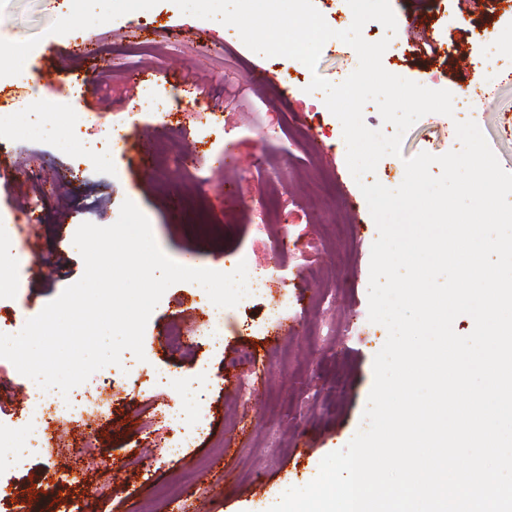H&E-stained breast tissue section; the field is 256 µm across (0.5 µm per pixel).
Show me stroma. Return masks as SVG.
Listing matches in <instances>:
<instances>
[{
  "label": "stroma",
  "instance_id": "obj_1",
  "mask_svg": "<svg viewBox=\"0 0 512 512\" xmlns=\"http://www.w3.org/2000/svg\"><path fill=\"white\" fill-rule=\"evenodd\" d=\"M396 18L426 25L441 56L415 52L404 30L391 36L402 58L383 55L384 68L433 90L452 93L453 116L431 113L403 136L400 156L383 158L373 175L389 188L404 177V159L460 150L455 123L480 127L502 168L512 173V80L499 82L493 102L471 113L478 95L471 79L488 53L512 61V13L484 14L463 0H391ZM76 0H0V47L26 51L22 82L0 94L6 111H29L46 89L42 76L64 70L60 118L43 116L46 133L0 136V214L36 212L23 245L29 261L12 270L11 291L0 295V333L13 335L84 273L73 244L81 223L113 224L124 200L148 218L157 245L175 262L235 266L240 255L267 260L274 290L239 302L224 318V343L168 344L174 328L206 326L211 301L191 282L170 286L153 310L138 374L113 366L115 382L88 412L94 435L76 436V421L46 427L41 448L17 473L0 471V496L21 512H268L283 493L306 485L322 458L344 448L365 428L363 413L374 382L373 362L386 342L384 326L368 319L371 246L377 228L346 164L339 120L313 109L312 75L344 81L358 66L353 48L332 39L315 69L286 57L250 51L237 30L214 19L182 14L173 0H102L93 20ZM151 17L148 37L142 17ZM500 36L491 43L489 33ZM465 64H458L459 50ZM168 94V114L138 107L143 89ZM310 122L313 144L284 135L283 113ZM117 126L109 162L84 146L103 127ZM285 192L296 210L280 214L290 256L271 260L250 229L257 206ZM331 238L324 253L310 241ZM309 263L336 269L346 281L302 287ZM291 305L268 334L250 328L264 308ZM255 353L256 381L242 395L227 365L240 349ZM204 371L197 400L208 415L205 436L176 457L166 445L176 429L166 413L177 385L158 383L157 370ZM28 381L0 377V428L19 432L27 419Z\"/></svg>",
  "mask_w": 512,
  "mask_h": 512
}]
</instances>
